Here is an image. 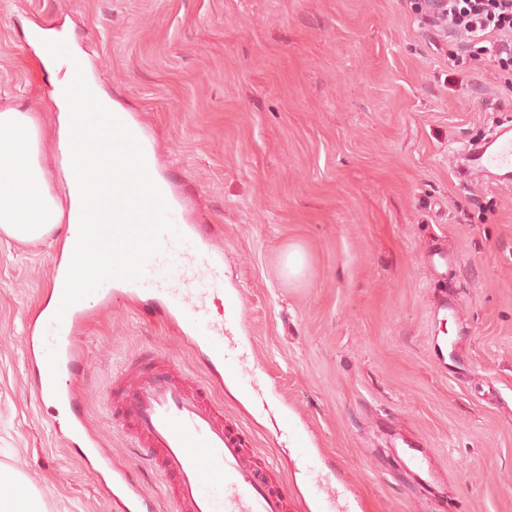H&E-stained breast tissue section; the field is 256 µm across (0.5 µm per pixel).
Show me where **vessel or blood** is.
I'll list each match as a JSON object with an SVG mask.
<instances>
[{
    "label": "vessel or blood",
    "instance_id": "obj_1",
    "mask_svg": "<svg viewBox=\"0 0 512 512\" xmlns=\"http://www.w3.org/2000/svg\"><path fill=\"white\" fill-rule=\"evenodd\" d=\"M129 150L144 157L137 171L141 206L116 214L105 226L117 247L108 255L111 276L99 264L79 269L52 266V288L28 326L26 351L30 385L40 401L70 414L67 436L59 444L100 477L115 512H288V495L256 456L245 432L225 418L204 379L187 375L169 355L134 358L112 378V418L132 434L166 479L164 502L143 490L103 450L84 413L74 381L83 372L80 332L87 319L112 301L147 298L193 339V350L211 375L227 373L244 393H259L261 365L234 338L239 299L226 296V314L210 316L209 297L224 287V251L190 223L182 197L158 188V159L135 117H128ZM466 177L496 180L512 187V126H497L490 136L453 154ZM398 457L422 483L436 475L425 454L401 448ZM304 464L311 477L313 512H351L331 476L322 474L314 454Z\"/></svg>",
    "mask_w": 512,
    "mask_h": 512
}]
</instances>
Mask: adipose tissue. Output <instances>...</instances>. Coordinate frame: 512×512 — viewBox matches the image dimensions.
Instances as JSON below:
<instances>
[{"mask_svg": "<svg viewBox=\"0 0 512 512\" xmlns=\"http://www.w3.org/2000/svg\"><path fill=\"white\" fill-rule=\"evenodd\" d=\"M46 64L60 74L55 105L61 127L88 131L87 140L63 138L59 148L92 149L96 164L66 173L67 192L56 194L35 112L25 105L0 108V234L19 242L48 239L65 224H112L113 199L123 196V182L138 166L115 139L124 124L123 110L95 85L75 84L61 61L50 58ZM0 512H43L36 491L12 469L0 468Z\"/></svg>", "mask_w": 512, "mask_h": 512, "instance_id": "adipose-tissue-1", "label": "adipose tissue"}]
</instances>
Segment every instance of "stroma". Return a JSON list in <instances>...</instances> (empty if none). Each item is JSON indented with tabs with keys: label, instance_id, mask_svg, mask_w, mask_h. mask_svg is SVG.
Here are the masks:
<instances>
[{
	"label": "stroma",
	"instance_id": "1",
	"mask_svg": "<svg viewBox=\"0 0 512 512\" xmlns=\"http://www.w3.org/2000/svg\"><path fill=\"white\" fill-rule=\"evenodd\" d=\"M72 29L102 89L140 119L194 223L224 248L238 338L264 370L244 405L217 391L289 512H309L287 412L357 512H512V190L462 183L448 160L512 124L499 64L461 71L404 0H0V107L56 114L29 25ZM462 259L447 274L435 244ZM306 257L290 278L289 250ZM54 240L0 235V467L45 512H111L95 474L61 448L29 385L25 336L48 289ZM451 295L458 317L439 310ZM86 416L155 497L165 482L112 422V375L156 349L200 363L141 302L95 313L84 335ZM421 448L420 485L393 452Z\"/></svg>",
	"mask_w": 512,
	"mask_h": 512
}]
</instances>
